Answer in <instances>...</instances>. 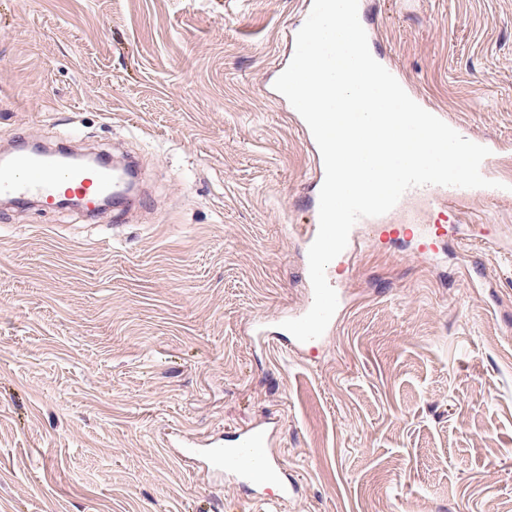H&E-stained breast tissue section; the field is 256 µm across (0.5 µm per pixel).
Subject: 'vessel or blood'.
<instances>
[{
    "label": "vessel or blood",
    "instance_id": "b4317fda",
    "mask_svg": "<svg viewBox=\"0 0 512 512\" xmlns=\"http://www.w3.org/2000/svg\"><path fill=\"white\" fill-rule=\"evenodd\" d=\"M113 172L105 166L86 165L67 159L64 149L44 154L12 151L0 155V195L16 205H37L55 210L60 198L76 197L86 215H95L100 203L113 189ZM503 189L426 185L407 190L388 213L362 219L363 227L379 240L403 234L418 243L421 253H430L435 244L456 223L460 208L474 199L496 201L507 198ZM272 432L256 423L235 434L233 439L218 438L175 441V455L183 463L216 477H230L239 484L264 492L268 484L284 486L282 460L271 448Z\"/></svg>",
    "mask_w": 512,
    "mask_h": 512
}]
</instances>
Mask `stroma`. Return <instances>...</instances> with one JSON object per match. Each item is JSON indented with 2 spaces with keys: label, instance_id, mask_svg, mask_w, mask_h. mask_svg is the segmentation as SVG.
Masks as SVG:
<instances>
[{
  "label": "stroma",
  "instance_id": "stroma-1",
  "mask_svg": "<svg viewBox=\"0 0 512 512\" xmlns=\"http://www.w3.org/2000/svg\"><path fill=\"white\" fill-rule=\"evenodd\" d=\"M387 60L512 143V0H368ZM304 0H0V142L140 161L113 214L0 208V512H262L168 429L260 421L281 512H512V202L432 261L357 234L334 329L257 342L307 299L316 161L276 96Z\"/></svg>",
  "mask_w": 512,
  "mask_h": 512
}]
</instances>
